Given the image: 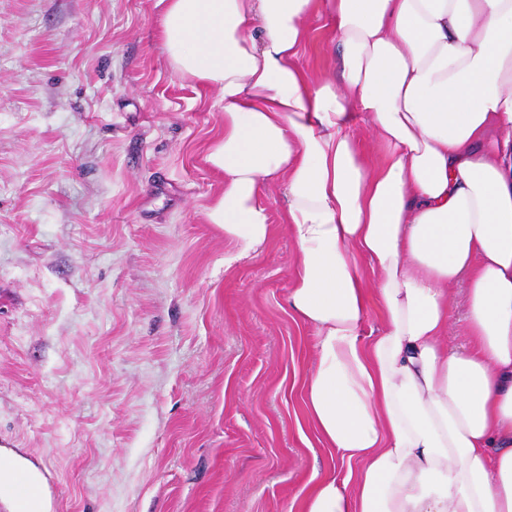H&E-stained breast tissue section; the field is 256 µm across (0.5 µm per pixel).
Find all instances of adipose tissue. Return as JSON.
Masks as SVG:
<instances>
[{"instance_id": "adipose-tissue-1", "label": "adipose tissue", "mask_w": 512, "mask_h": 512, "mask_svg": "<svg viewBox=\"0 0 512 512\" xmlns=\"http://www.w3.org/2000/svg\"><path fill=\"white\" fill-rule=\"evenodd\" d=\"M173 70L221 94L208 223L245 258L284 188L288 304L317 337L303 417L358 461L300 512H512V0H161ZM323 16L342 85L297 59ZM373 122L384 162L348 132ZM376 273L369 283L367 273ZM463 286L471 349L445 342ZM383 328L364 336L371 302ZM0 512H51L44 472L0 448Z\"/></svg>"}]
</instances>
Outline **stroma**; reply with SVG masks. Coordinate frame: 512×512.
I'll use <instances>...</instances> for the list:
<instances>
[{
    "mask_svg": "<svg viewBox=\"0 0 512 512\" xmlns=\"http://www.w3.org/2000/svg\"><path fill=\"white\" fill-rule=\"evenodd\" d=\"M158 0H0V443L52 512H298L335 466L299 426L315 337L287 309L280 185L232 267L206 211L218 91L172 69ZM299 65L338 73L307 21Z\"/></svg>",
    "mask_w": 512,
    "mask_h": 512,
    "instance_id": "stroma-1",
    "label": "stroma"
}]
</instances>
